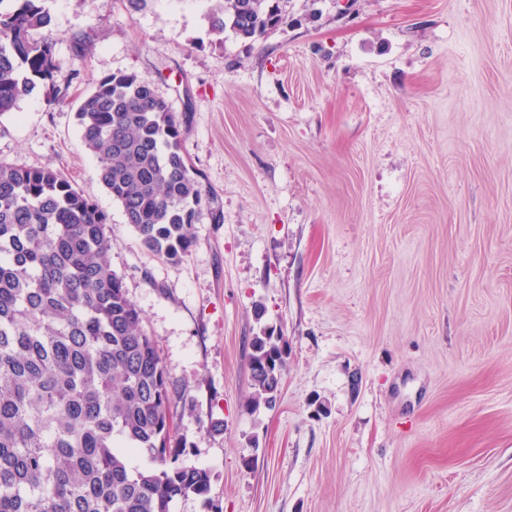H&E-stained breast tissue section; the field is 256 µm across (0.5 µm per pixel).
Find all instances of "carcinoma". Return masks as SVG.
<instances>
[{
    "mask_svg": "<svg viewBox=\"0 0 512 512\" xmlns=\"http://www.w3.org/2000/svg\"><path fill=\"white\" fill-rule=\"evenodd\" d=\"M0 8V116L58 68L47 0ZM269 0H222L212 29L253 40L287 23ZM81 142L140 244L170 262L197 246L203 190L168 102L134 73L94 83ZM106 215L60 171L0 161V512H172L211 503V473L171 430L169 377L110 263ZM284 337L253 336L248 407L273 409ZM148 458L133 467L129 457Z\"/></svg>",
    "mask_w": 512,
    "mask_h": 512,
    "instance_id": "carcinoma-1",
    "label": "carcinoma"
}]
</instances>
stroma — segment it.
I'll return each mask as SVG.
<instances>
[{"label": "stroma", "instance_id": "1", "mask_svg": "<svg viewBox=\"0 0 512 512\" xmlns=\"http://www.w3.org/2000/svg\"><path fill=\"white\" fill-rule=\"evenodd\" d=\"M278 5L243 41L213 31L219 0H48L54 85L0 117V161L107 215L221 512H512V0ZM119 73L169 102L208 198L180 262L80 140ZM264 324L288 359L252 414Z\"/></svg>", "mask_w": 512, "mask_h": 512}]
</instances>
